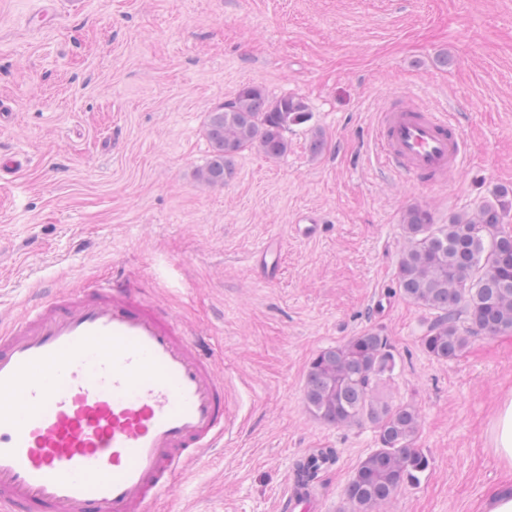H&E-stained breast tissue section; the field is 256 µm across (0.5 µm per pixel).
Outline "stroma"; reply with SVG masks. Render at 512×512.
I'll list each match as a JSON object with an SVG mask.
<instances>
[{
	"label": "stroma",
	"mask_w": 512,
	"mask_h": 512,
	"mask_svg": "<svg viewBox=\"0 0 512 512\" xmlns=\"http://www.w3.org/2000/svg\"><path fill=\"white\" fill-rule=\"evenodd\" d=\"M38 7L0 0V331L44 291L122 278L197 335L230 425L149 512H275L315 448L338 452L317 512H347L374 429L320 421L303 389L320 350L369 329L400 358L382 396L416 408L431 458L390 512H480L512 483L489 433L512 333L437 360L419 342L429 313L397 285L408 207L444 224L512 187V0H79L36 22ZM249 84L310 118L283 157L248 149L202 184L206 116ZM411 100L461 118L467 159L447 185L393 175L375 151L380 111ZM302 211L317 238L293 232ZM273 239L270 273L255 255Z\"/></svg>",
	"instance_id": "stroma-1"
}]
</instances>
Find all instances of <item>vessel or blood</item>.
<instances>
[{
    "label": "vessel or blood",
    "instance_id": "vessel-or-blood-1",
    "mask_svg": "<svg viewBox=\"0 0 512 512\" xmlns=\"http://www.w3.org/2000/svg\"><path fill=\"white\" fill-rule=\"evenodd\" d=\"M375 144L416 182H446L465 163L445 110L381 113ZM228 419L211 357L129 283L49 294L0 332V507L145 512Z\"/></svg>",
    "mask_w": 512,
    "mask_h": 512
}]
</instances>
